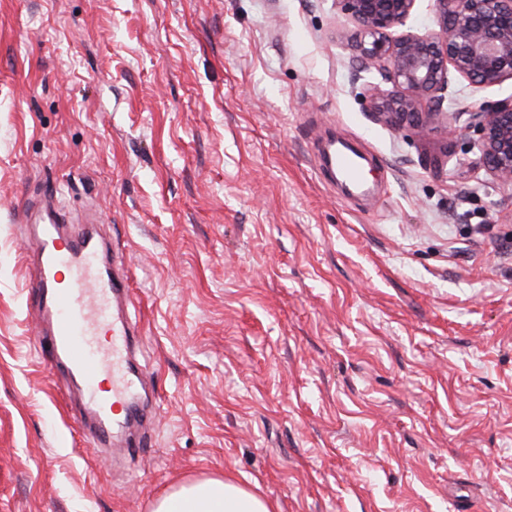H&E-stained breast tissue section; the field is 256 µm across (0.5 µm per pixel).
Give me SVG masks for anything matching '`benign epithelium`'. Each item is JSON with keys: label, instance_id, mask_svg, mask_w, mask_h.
<instances>
[{"label": "benign epithelium", "instance_id": "7a95c632", "mask_svg": "<svg viewBox=\"0 0 512 512\" xmlns=\"http://www.w3.org/2000/svg\"><path fill=\"white\" fill-rule=\"evenodd\" d=\"M355 24L353 57L393 90L373 97L370 112L395 129L424 133L419 115L442 114L444 92L460 78L484 88L512 81V0H434V28L406 29L417 0H336ZM465 125L445 131L473 137L478 167L512 186V95L463 108Z\"/></svg>", "mask_w": 512, "mask_h": 512}]
</instances>
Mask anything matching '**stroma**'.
Instances as JSON below:
<instances>
[{"label": "stroma", "instance_id": "35a3bbf8", "mask_svg": "<svg viewBox=\"0 0 512 512\" xmlns=\"http://www.w3.org/2000/svg\"><path fill=\"white\" fill-rule=\"evenodd\" d=\"M337 0H0V512H512V188L368 112ZM354 145L379 188L322 168ZM122 256L153 395L113 460L51 374L23 199ZM265 498L229 477L200 479L162 496L153 512H271Z\"/></svg>", "mask_w": 512, "mask_h": 512}]
</instances>
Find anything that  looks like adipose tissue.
Listing matches in <instances>:
<instances>
[{"mask_svg": "<svg viewBox=\"0 0 512 512\" xmlns=\"http://www.w3.org/2000/svg\"><path fill=\"white\" fill-rule=\"evenodd\" d=\"M265 498L233 478L200 479L162 496L153 512H271Z\"/></svg>", "mask_w": 512, "mask_h": 512, "instance_id": "obj_1", "label": "adipose tissue"}]
</instances>
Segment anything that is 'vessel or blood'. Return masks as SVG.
Returning <instances> with one entry per match:
<instances>
[{"instance_id":"b4317fda","label":"vessel or blood","mask_w":512,"mask_h":512,"mask_svg":"<svg viewBox=\"0 0 512 512\" xmlns=\"http://www.w3.org/2000/svg\"><path fill=\"white\" fill-rule=\"evenodd\" d=\"M331 162L348 186L360 188L362 168L352 152L334 151ZM21 218L34 229L25 287L37 300V329L52 348V367L85 380L81 414L99 441L121 435L115 454H134L143 446L135 429L151 418L137 404L142 380L130 349L138 326L123 312L132 303L128 278L97 232H72L55 217L33 219L27 209Z\"/></svg>"}]
</instances>
